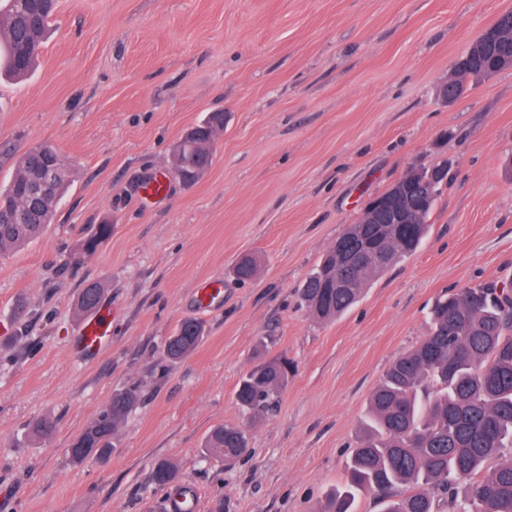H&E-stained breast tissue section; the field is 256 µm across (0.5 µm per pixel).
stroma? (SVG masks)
Returning <instances> with one entry per match:
<instances>
[{
  "label": "stroma",
  "mask_w": 512,
  "mask_h": 512,
  "mask_svg": "<svg viewBox=\"0 0 512 512\" xmlns=\"http://www.w3.org/2000/svg\"><path fill=\"white\" fill-rule=\"evenodd\" d=\"M512 0H58L40 63L0 78V184L31 147L75 175L46 234L0 253V512H153L179 468L197 512H319L343 486L371 392L428 334L437 297L512 283V68L455 103L439 89ZM226 114L211 162L182 181L174 145ZM448 163L422 246L330 323L298 290L345 225L407 170ZM164 176L168 194L142 197ZM112 233L94 253L93 227ZM246 253L253 279L233 274ZM223 284L202 305L201 289ZM103 290L112 339L75 357L86 285ZM22 313H15L16 304ZM204 326L184 360L162 359L181 320ZM295 367L276 410L247 424L250 451L203 458L238 423L256 344ZM143 401L110 454L71 462L72 441L116 389ZM52 417L55 434L29 424ZM179 477V470L172 462L161 460L154 466L153 478L157 484L164 487H173L172 490L177 492L183 491V495H185L187 490L183 487L184 485L179 484ZM176 482L178 484L173 486L172 484Z\"/></svg>",
  "instance_id": "stroma-1"
}]
</instances>
